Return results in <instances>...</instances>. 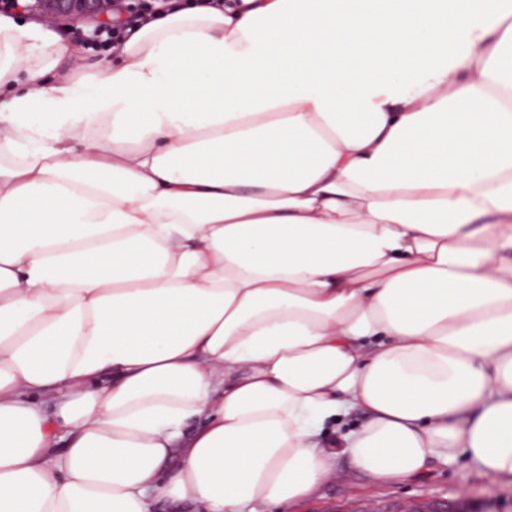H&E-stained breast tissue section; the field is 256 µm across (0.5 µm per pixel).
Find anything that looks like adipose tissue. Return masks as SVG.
Listing matches in <instances>:
<instances>
[{"mask_svg":"<svg viewBox=\"0 0 512 512\" xmlns=\"http://www.w3.org/2000/svg\"><path fill=\"white\" fill-rule=\"evenodd\" d=\"M502 2L231 0L97 65L0 16V512L512 476Z\"/></svg>","mask_w":512,"mask_h":512,"instance_id":"adipose-tissue-1","label":"adipose tissue"}]
</instances>
